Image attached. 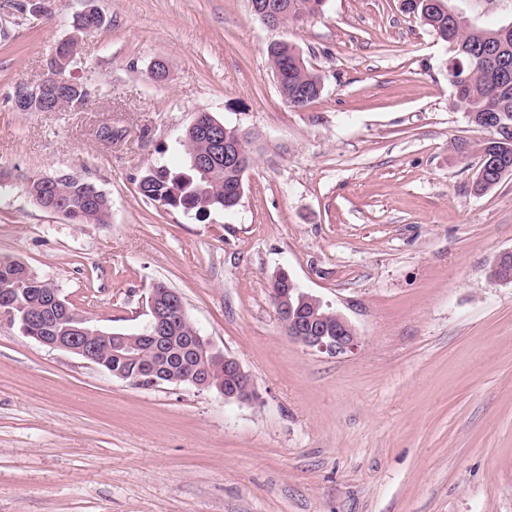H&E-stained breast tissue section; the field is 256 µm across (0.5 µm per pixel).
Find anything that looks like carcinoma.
I'll use <instances>...</instances> for the list:
<instances>
[{
  "instance_id": "1",
  "label": "carcinoma",
  "mask_w": 512,
  "mask_h": 512,
  "mask_svg": "<svg viewBox=\"0 0 512 512\" xmlns=\"http://www.w3.org/2000/svg\"><path fill=\"white\" fill-rule=\"evenodd\" d=\"M288 13L283 25L304 22L320 14L326 0H285ZM402 9L414 15L430 28L443 42L463 45L465 52L455 54L456 62L448 68V77L454 88L455 104L468 121L493 133V137L477 144L479 164L474 180L475 191L487 192L505 177L512 175V29L503 31L501 26H475L464 16L448 18L430 13L417 6L413 0H401ZM296 48L284 41L273 42L266 48L268 65L281 76L278 86L281 96L288 98L291 108H304L319 98L323 86L321 77L306 61H295ZM46 83L44 108L57 111L77 98L83 102L91 90L82 84L69 86L54 84L51 77ZM216 122L208 112L196 116L182 140L187 159L186 169L173 171L168 167L147 170L138 183L139 194L153 205L193 211L207 215L212 211H229L239 204L243 176L235 167L224 165V156L201 168L197 161L211 154L214 145L209 131ZM24 186L31 198L41 207L51 208L75 224H106L110 214V200L97 186L81 177L66 174L57 181L46 182L33 174L24 179ZM55 284L41 278L25 263L0 256V303L16 298V290L26 289L27 301L34 307L32 316L39 319L41 333L52 335L51 319L43 316L36 307L41 303L40 294ZM196 328L192 320L176 323L174 339L165 353L146 346L143 363L160 362L163 371L170 374H188L193 363L184 357L193 341Z\"/></svg>"
}]
</instances>
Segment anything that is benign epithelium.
<instances>
[{
	"label": "benign epithelium",
	"mask_w": 512,
	"mask_h": 512,
	"mask_svg": "<svg viewBox=\"0 0 512 512\" xmlns=\"http://www.w3.org/2000/svg\"><path fill=\"white\" fill-rule=\"evenodd\" d=\"M251 7L253 13L263 23L274 28L284 5L278 0H266L264 3H253ZM41 96L42 84L39 83L16 97L14 104L17 107L30 108L41 99ZM234 131L237 134L235 139L214 135L216 150L224 151V164L228 166H234L241 160L238 142L242 141L247 134V130H242L238 126ZM148 305L150 319L144 331L138 335L113 332L104 337L100 336L101 330L90 325L91 317L83 311L72 309L69 301L61 296L57 288L49 290L42 298L43 313L54 317L58 325L57 331L52 336H41L31 330L33 317L28 314L26 305L19 301L0 304V314L10 318L12 322L20 321L21 331L39 344L74 353L97 366H103L104 360L96 353L97 345L101 340L108 342L112 352L127 359H137L140 343L148 340L159 344L168 338V334L173 329L172 313L186 314L181 301L176 299L174 292L167 289L162 292L152 290ZM274 306L281 312L279 320L287 336L305 347L331 357L358 350L359 340L355 328L342 313H336V334L333 335L329 329L319 325L323 316L314 312L308 317L311 326L296 324L297 318L294 317L288 288L275 293ZM194 351L198 355L199 367L188 375L170 377L168 381L187 382L200 390H208L215 386L218 393L228 402L246 403L257 397L254 381L238 358L215 349L211 342L201 335L195 336ZM214 362L226 372L227 384L214 383L208 371V367Z\"/></svg>",
	"instance_id": "obj_1"
}]
</instances>
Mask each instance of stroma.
Masks as SVG:
<instances>
[{
	"mask_svg": "<svg viewBox=\"0 0 512 512\" xmlns=\"http://www.w3.org/2000/svg\"><path fill=\"white\" fill-rule=\"evenodd\" d=\"M13 2L0 0V256L105 330H141L166 284L258 397L137 387L0 319V512H512V283L487 277L512 250V176L472 189L491 133L454 105L451 47L401 0H327L274 30L248 0H51L40 16ZM91 4L109 25L65 72L90 101L15 111ZM454 5L477 25L512 20V0ZM274 40L322 78L305 108L279 92ZM201 112L256 135L239 205H152L141 175L183 166ZM106 125L121 138L101 140ZM41 172L94 183L109 222L42 209L23 188ZM281 268L348 318L357 352L286 336Z\"/></svg>",
	"mask_w": 512,
	"mask_h": 512,
	"instance_id": "obj_1",
	"label": "stroma"
}]
</instances>
